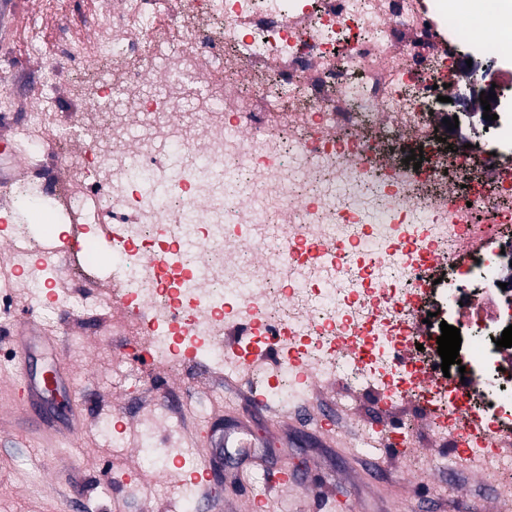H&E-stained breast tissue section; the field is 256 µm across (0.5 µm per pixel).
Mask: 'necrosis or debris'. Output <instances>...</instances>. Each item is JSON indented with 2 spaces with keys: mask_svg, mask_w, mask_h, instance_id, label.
Listing matches in <instances>:
<instances>
[{
  "mask_svg": "<svg viewBox=\"0 0 512 512\" xmlns=\"http://www.w3.org/2000/svg\"><path fill=\"white\" fill-rule=\"evenodd\" d=\"M478 5L479 25L453 28L491 52L504 20L496 0ZM438 29L420 0H178L173 13L166 0H96L63 53L78 123L26 110L65 175L19 185L46 226L48 195L91 201L85 230L115 225L122 294L151 316L114 313L112 332L149 343L156 369L175 373L186 353L239 371L224 344L233 321L283 336L329 384L349 343L386 407L426 399L430 434L452 446L442 469L479 475L512 512V452L497 446L512 434V347L496 345L512 323V113L436 144L430 106L450 71ZM121 91L127 110L106 111ZM76 135L86 152L71 151ZM174 246L179 270L144 264ZM315 246L335 262L309 256ZM432 299L460 330L468 401L426 386L440 367L417 349Z\"/></svg>",
  "mask_w": 512,
  "mask_h": 512,
  "instance_id": "1",
  "label": "necrosis or debris"
}]
</instances>
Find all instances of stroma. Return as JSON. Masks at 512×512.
I'll use <instances>...</instances> for the list:
<instances>
[{
	"instance_id": "35a3bbf8",
	"label": "stroma",
	"mask_w": 512,
	"mask_h": 512,
	"mask_svg": "<svg viewBox=\"0 0 512 512\" xmlns=\"http://www.w3.org/2000/svg\"><path fill=\"white\" fill-rule=\"evenodd\" d=\"M83 10L73 0L67 19L61 20L47 10L45 0H0V113L17 108L8 81L16 70H25L26 85L35 92L43 91L48 79L44 56L18 50L29 27L40 23L64 39L77 29ZM14 304L34 305L39 321L56 333L58 342L21 355L0 335V512H65V503L73 499L83 512H183L181 478L198 461L195 414L203 402L210 406L208 419L245 424L250 447L245 454L234 448L225 452L211 476L215 492L199 512H245L243 500L251 495L267 496L269 512H337L349 502L358 503L361 512H490L494 496L484 486L468 485L455 498L443 493L448 475L437 460L448 454V445L421 450L415 463L424 480L418 483L386 442H379L373 455L359 453L340 428L327 432L307 422L309 409L302 402L294 406L291 420L271 421L247 400L244 384L228 386L223 374L203 360L183 362L179 376L168 384L149 368L132 384L100 377L105 356L131 351L130 338L113 335L109 308L74 305L53 289L32 301L16 294ZM63 358L78 361L84 429L71 438L60 427L64 415H57V429L39 433L27 427L14 406L17 367L34 377ZM351 392L359 403L358 430L384 433L410 421L417 440L426 439V426L410 406L399 405L388 416L361 386H352ZM161 408L181 414L184 429L175 435L165 429L152 433L145 446L158 451L175 440L187 452L168 461L175 479L137 491L133 482L142 448H136L134 433L144 413ZM285 468L312 481V488L270 492Z\"/></svg>"
}]
</instances>
